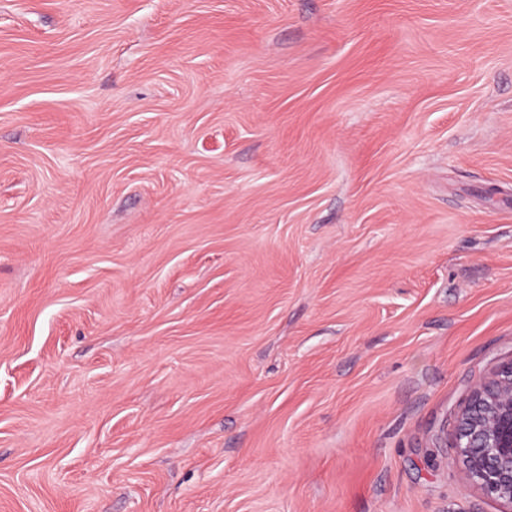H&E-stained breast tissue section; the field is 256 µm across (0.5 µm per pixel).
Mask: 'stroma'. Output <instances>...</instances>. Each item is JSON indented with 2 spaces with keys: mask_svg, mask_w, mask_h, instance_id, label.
Instances as JSON below:
<instances>
[{
  "mask_svg": "<svg viewBox=\"0 0 512 512\" xmlns=\"http://www.w3.org/2000/svg\"><path fill=\"white\" fill-rule=\"evenodd\" d=\"M512 0H0V512H505ZM455 448L469 484L512 511V361L474 388L458 416Z\"/></svg>",
  "mask_w": 512,
  "mask_h": 512,
  "instance_id": "stroma-1",
  "label": "stroma"
}]
</instances>
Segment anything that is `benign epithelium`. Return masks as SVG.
Here are the masks:
<instances>
[{
    "instance_id": "obj_1",
    "label": "benign epithelium",
    "mask_w": 512,
    "mask_h": 512,
    "mask_svg": "<svg viewBox=\"0 0 512 512\" xmlns=\"http://www.w3.org/2000/svg\"><path fill=\"white\" fill-rule=\"evenodd\" d=\"M455 448L469 484L512 507V361L474 388L458 416Z\"/></svg>"
}]
</instances>
